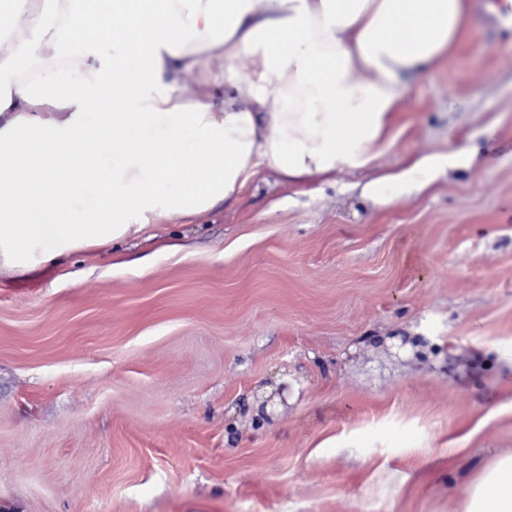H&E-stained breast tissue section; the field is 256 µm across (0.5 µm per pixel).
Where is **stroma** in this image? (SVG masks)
<instances>
[{
  "label": "stroma",
  "mask_w": 512,
  "mask_h": 512,
  "mask_svg": "<svg viewBox=\"0 0 512 512\" xmlns=\"http://www.w3.org/2000/svg\"><path fill=\"white\" fill-rule=\"evenodd\" d=\"M368 176L260 174L205 216L0 274V512H461L512 452V0H472Z\"/></svg>",
  "instance_id": "35a3bbf8"
}]
</instances>
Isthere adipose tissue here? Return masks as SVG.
<instances>
[{
	"instance_id": "1",
	"label": "adipose tissue",
	"mask_w": 512,
	"mask_h": 512,
	"mask_svg": "<svg viewBox=\"0 0 512 512\" xmlns=\"http://www.w3.org/2000/svg\"><path fill=\"white\" fill-rule=\"evenodd\" d=\"M470 27L471 0H0V270L200 217L263 172L289 185L366 172L363 198L384 206L390 187L471 168V145L378 166L408 77ZM215 50L222 76L185 97L182 74ZM462 512H512V453L485 466Z\"/></svg>"
}]
</instances>
